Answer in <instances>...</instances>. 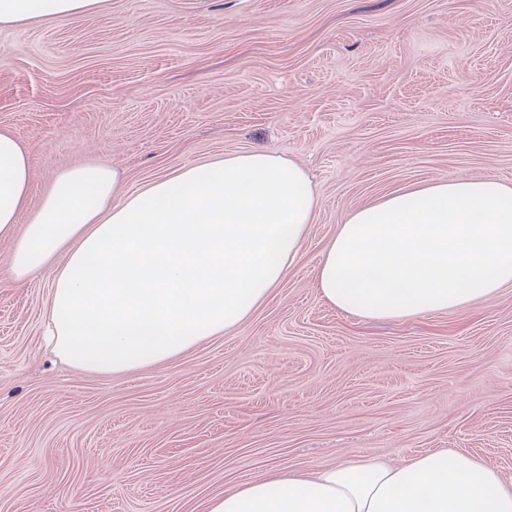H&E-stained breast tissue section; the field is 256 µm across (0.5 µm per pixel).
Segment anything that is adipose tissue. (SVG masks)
<instances>
[{
  "mask_svg": "<svg viewBox=\"0 0 512 512\" xmlns=\"http://www.w3.org/2000/svg\"><path fill=\"white\" fill-rule=\"evenodd\" d=\"M111 0H0V27L53 23ZM318 201L306 173L263 151L182 167L141 191L105 164L55 176L31 204L28 149L0 130V241L22 282L53 271L47 334L95 374L157 365L240 325L295 264ZM512 284V185L431 180L352 211L325 246L321 298L370 319L471 307ZM205 512H512V485L437 448L277 471L211 496Z\"/></svg>",
  "mask_w": 512,
  "mask_h": 512,
  "instance_id": "adipose-tissue-1",
  "label": "adipose tissue"
}]
</instances>
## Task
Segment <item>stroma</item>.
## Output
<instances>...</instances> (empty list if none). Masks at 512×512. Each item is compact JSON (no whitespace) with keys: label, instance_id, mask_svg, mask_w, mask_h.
Returning a JSON list of instances; mask_svg holds the SVG:
<instances>
[{"label":"stroma","instance_id":"1","mask_svg":"<svg viewBox=\"0 0 512 512\" xmlns=\"http://www.w3.org/2000/svg\"><path fill=\"white\" fill-rule=\"evenodd\" d=\"M0 129L31 150L35 206L75 165L131 193L249 151L291 160L318 198L246 320L122 375L52 355V271L16 284L0 243V512H204L276 465L433 448L512 482L511 285L399 320L315 286L351 211L434 179L512 184V0H112L0 27Z\"/></svg>","mask_w":512,"mask_h":512}]
</instances>
